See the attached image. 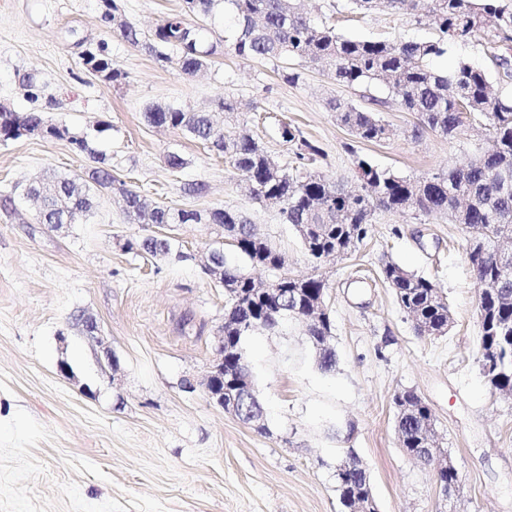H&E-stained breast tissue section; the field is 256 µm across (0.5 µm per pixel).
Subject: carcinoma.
Returning <instances> with one entry per match:
<instances>
[{
	"label": "carcinoma",
	"mask_w": 512,
	"mask_h": 512,
	"mask_svg": "<svg viewBox=\"0 0 512 512\" xmlns=\"http://www.w3.org/2000/svg\"><path fill=\"white\" fill-rule=\"evenodd\" d=\"M352 9L363 14L383 8L434 26L438 36L430 41L368 40L345 36L324 21L314 22L299 6V0H185L187 11L199 22L192 24L182 14H173L151 33L119 19L117 0H103L101 15L123 40L147 50L156 59L176 64L192 76L207 67L215 45L205 23L222 16L229 21L230 47L243 60H275L284 64L283 79L296 84L301 67L322 64L336 81L370 89L379 82L387 97L367 96L369 105L355 106L339 99L328 101L336 121L365 142L391 138L393 130L377 116L379 108L393 103L415 115L412 137L433 132L456 137L479 128L493 142L492 149L448 171L411 180L358 157L355 178L358 188L350 190L321 173L274 172L266 150L247 130L224 123V114L238 111L237 102L221 97L208 112H195L172 104H149L145 120L153 126H167L204 142L224 156L250 184L251 195L278 207L284 221L294 227L313 226L301 237L307 256L320 264L330 254L343 256L356 249L370 231L374 213L412 212L425 218L448 217L467 229L472 248L466 252L475 280H486L500 288L485 298L478 355L495 351L499 366L490 380L499 391L512 392V266L509 269L484 256V249L504 238L512 239V0H429L424 15L416 13L418 0H349ZM471 43L483 49L498 68L500 88L495 89L484 71L461 60L442 72L433 61L448 52V45ZM84 64L116 82L123 72L112 63L105 42L83 54ZM41 112H17L0 105V142L22 138L21 130L44 125ZM72 151L87 156L93 165L73 177L42 178L28 184L26 195L41 203L37 213L41 224H76L95 208V194L116 190L123 196L127 216L145 226L164 224H206L224 235L235 252L252 266L271 274L275 287L257 289L255 278L227 261L224 247L213 249V257L224 267V321L240 326L227 331L224 347L233 354L224 359L245 358L244 338L251 328L273 329L299 313L310 310L312 301L326 288L321 277L297 280L283 267L282 253L267 239L260 238L254 225L239 211L148 207L142 196L115 177L106 155L94 150L84 137L68 138ZM499 178V188L487 186L489 174ZM129 251L152 257L183 253L175 251L169 236L147 234L125 244ZM384 280L394 290L400 308L415 322L441 326L448 322L447 297L431 281L419 277L395 262L382 268ZM241 401L239 419L249 422L253 413L263 411L257 393L237 395ZM400 447L412 458L418 450L434 443L433 415L426 404L416 405V415L397 421ZM351 452L336 466L334 480L342 512H356L357 504L372 496L366 472Z\"/></svg>",
	"instance_id": "carcinoma-1"
}]
</instances>
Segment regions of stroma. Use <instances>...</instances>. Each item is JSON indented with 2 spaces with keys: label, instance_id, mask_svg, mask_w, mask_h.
Here are the masks:
<instances>
[{
  "label": "stroma",
  "instance_id": "1",
  "mask_svg": "<svg viewBox=\"0 0 512 512\" xmlns=\"http://www.w3.org/2000/svg\"><path fill=\"white\" fill-rule=\"evenodd\" d=\"M101 0H0V104L29 109L26 78L53 101L46 117L85 136L112 172L148 201L179 208L227 207L246 214L288 258L293 275L322 276L337 364L321 372L304 325L287 323L247 336L244 348L265 427L257 429L210 403L203 380L224 324V290L204 272L206 226L179 224L165 235L184 260L125 250L145 234L118 193L102 195L80 223L58 230L37 223L25 186L81 171L85 157L64 139L0 142V512H341L333 473L346 452L365 466L379 512H444L433 466L399 445L394 396L416 392L430 407L439 447L462 477L456 512H512V397L494 393L478 363L479 289L466 260V234L447 217L376 212L367 238L342 259L314 267L300 237L276 207L252 199L223 157L172 128L148 124L147 104L211 108L238 103L237 120L287 170L301 141L320 150L308 168L353 183L365 157L419 179L467 163L482 139L427 133L412 139L413 113L381 117L390 139H355L326 101L359 102L357 88L328 70L307 69L285 83L268 61L237 57L216 24V51L190 77L118 36L100 20ZM129 22L151 32L184 0H120ZM314 21L365 39L428 40L433 29L390 11L363 15L349 0H306ZM77 38L106 41L123 72L109 82L87 70ZM108 122L98 131L99 122ZM301 139L284 142L280 123ZM184 165L173 170L168 155ZM206 186L202 198L184 193ZM393 261L432 281L448 298L447 335H418L380 277ZM93 316L102 343L74 315ZM119 359L107 378L102 346ZM67 363L63 375L59 363Z\"/></svg>",
  "mask_w": 512,
  "mask_h": 512
}]
</instances>
